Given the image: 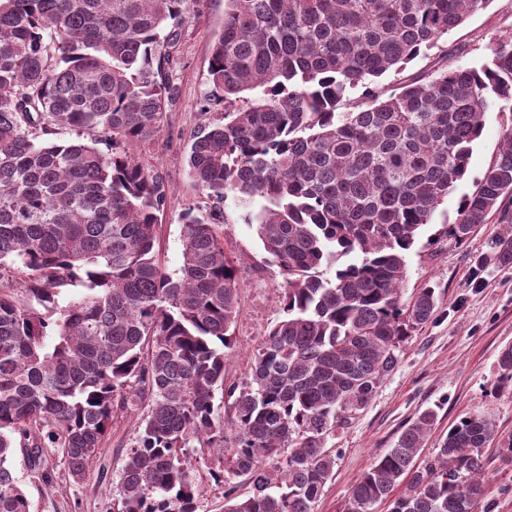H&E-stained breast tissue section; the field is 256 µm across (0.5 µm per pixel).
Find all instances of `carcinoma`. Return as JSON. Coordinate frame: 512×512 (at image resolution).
I'll list each match as a JSON object with an SVG mask.
<instances>
[{"label":"carcinoma","mask_w":512,"mask_h":512,"mask_svg":"<svg viewBox=\"0 0 512 512\" xmlns=\"http://www.w3.org/2000/svg\"><path fill=\"white\" fill-rule=\"evenodd\" d=\"M488 2L225 0L200 108L224 116L199 128L187 157L214 206L206 218L184 210L172 275L155 250L168 181L134 147L165 125L167 48L192 0H0V512L30 509L16 447L45 480L53 449L77 481L120 413L137 415L113 490L121 512H198L191 459L215 449L224 512H313L336 465L328 439L435 312L432 288L403 301L407 254L467 175L490 100H512V34L484 61L387 97L370 79ZM67 129L88 141L55 139ZM230 195L263 201L252 221L284 281L285 316L241 386L224 372L239 312L219 233ZM511 204L512 128L447 234L463 244L498 217L492 256L511 268ZM67 286L83 292L62 305ZM498 367L512 388V345ZM434 421L426 411L404 427L354 485L349 512H479L484 449L512 452V436L471 414L420 465Z\"/></svg>","instance_id":"obj_1"}]
</instances>
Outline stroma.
<instances>
[{
  "instance_id": "stroma-1",
  "label": "stroma",
  "mask_w": 512,
  "mask_h": 512,
  "mask_svg": "<svg viewBox=\"0 0 512 512\" xmlns=\"http://www.w3.org/2000/svg\"><path fill=\"white\" fill-rule=\"evenodd\" d=\"M224 25V0H196L182 25L180 39L169 47V73L176 97L166 102L167 120L152 140L138 146L140 160L161 170L170 185V199L160 217L159 250L168 273L182 263L181 215L192 207L208 215L213 203L188 174L187 152L204 118L200 104L209 94L208 66L215 34ZM512 34V0H490L485 9L472 14L461 26L432 48L390 71L377 83L396 93L412 77L437 69L444 49L454 50L455 64L472 65L491 54L500 36ZM512 128V102L490 103L481 137L473 147L466 178L449 195L444 211L435 215L407 255L405 300L430 287L437 298L436 314L413 332L397 351L398 364L382 380L369 405L337 430L328 447L336 452L331 480L314 512H347L352 486L375 458L391 448L403 426L423 411L436 414L435 424L422 450L430 459L440 447L450 425L471 413L492 417L501 435L512 434V390L498 389V358L512 343V268L495 264L490 243L502 230L496 219L476 228L465 245L449 241L444 227L453 223L460 197L495 161L506 129ZM258 204L242 205L227 198L221 206L224 251L236 267L241 305L233 327L235 347L224 361L227 382L243 384L251 355L267 330L284 316L283 280L267 260L255 225L246 215ZM135 416L115 419L112 433L99 453L108 468V481H101L97 466L82 480H74L59 456L47 454L43 467L50 480L34 473L27 456L15 452L12 468L30 503V512H117L111 482L117 479L125 446L134 435ZM487 457L486 512H512V464L499 448L485 450ZM200 489L199 512H224V485L214 479L223 464L217 454L204 452L192 460Z\"/></svg>"
}]
</instances>
